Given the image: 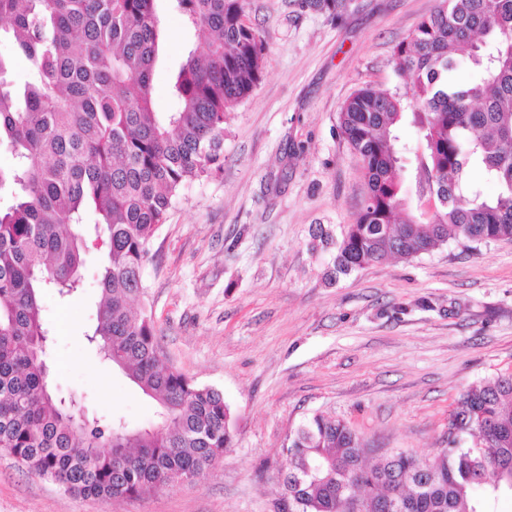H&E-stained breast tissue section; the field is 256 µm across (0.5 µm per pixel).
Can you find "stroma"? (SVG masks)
Segmentation results:
<instances>
[{
    "mask_svg": "<svg viewBox=\"0 0 512 512\" xmlns=\"http://www.w3.org/2000/svg\"><path fill=\"white\" fill-rule=\"evenodd\" d=\"M438 0H350L342 18L301 0H244L267 43L263 76L224 126V167L187 182L151 244L138 305L169 366L219 389L233 442L198 479L109 504L66 494L0 452V512H281L283 448L313 414L375 447L421 458L448 445L450 414L472 384L512 372V242L449 241L329 279L334 247L316 225L354 223L367 184L338 115L357 89L404 94L394 46ZM154 105L166 112L184 62L183 16L163 14ZM83 283L47 292V362L62 396L91 417L153 422L157 404L90 343L106 259L94 224Z\"/></svg>",
    "mask_w": 512,
    "mask_h": 512,
    "instance_id": "obj_1",
    "label": "stroma"
}]
</instances>
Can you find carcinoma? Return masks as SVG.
<instances>
[{"mask_svg":"<svg viewBox=\"0 0 512 512\" xmlns=\"http://www.w3.org/2000/svg\"><path fill=\"white\" fill-rule=\"evenodd\" d=\"M156 0H0V451L64 492L142 499L197 478L230 447L223 393L166 365L144 292L150 245L183 185L223 166L224 124L257 87L265 42L242 0H168L194 32L171 85L176 108L155 110L163 37ZM339 18L347 0H304ZM405 96L356 90L340 135L364 164L368 191L355 223L316 227L335 244L329 276L387 257L412 259L448 243L512 241V0H440L393 48ZM423 145L422 220L404 208L402 125ZM492 183L495 191L485 192ZM101 219L107 263L88 340L160 405V421L132 428L80 414L47 381L40 297L81 283L86 243L74 231ZM377 455L374 463L369 456ZM281 512H492L512 495V373L471 386L456 402L448 447L431 459L379 453L341 420L315 414L288 437Z\"/></svg>","mask_w":512,"mask_h":512,"instance_id":"obj_1","label":"carcinoma"}]
</instances>
